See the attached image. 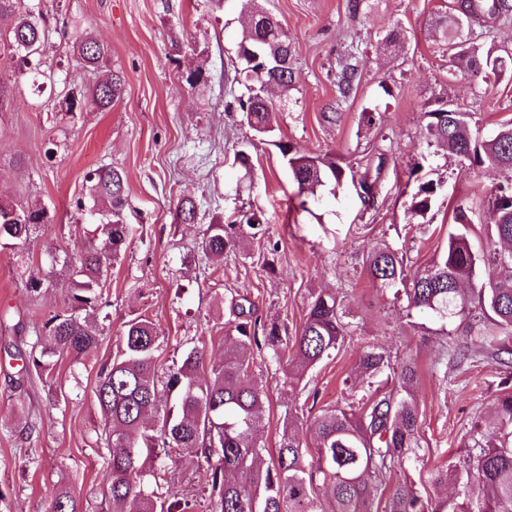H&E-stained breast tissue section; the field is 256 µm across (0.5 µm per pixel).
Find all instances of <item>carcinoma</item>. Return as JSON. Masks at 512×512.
Listing matches in <instances>:
<instances>
[{
	"mask_svg": "<svg viewBox=\"0 0 512 512\" xmlns=\"http://www.w3.org/2000/svg\"><path fill=\"white\" fill-rule=\"evenodd\" d=\"M21 0H0V16L16 15L5 40L15 71L36 81L45 76L37 49L52 35L42 10L20 8ZM253 22L244 29L237 45L243 64L246 93L237 98V111L257 134L273 131L276 109L266 85L284 94L292 89V43L280 22L259 4L243 0ZM509 0H466L451 15L435 20L445 45L463 42L469 19L506 17ZM85 66L98 70L110 48L86 33L75 37ZM494 50L462 48L457 67L484 78L512 68V54L500 61ZM357 75L355 65L345 63L338 89L350 94ZM123 79L108 73L93 89H68L61 107L73 116L92 107L112 108L121 95ZM426 137L448 155L471 166L488 165L512 172V119L502 122L494 136L478 141L472 136L468 113L458 107H441L425 113ZM286 160L297 196L317 198V191L342 185L346 172L336 158L300 155L287 141L275 143ZM413 165L408 179L417 183L407 207V223L431 209L436 185L419 177ZM89 204L76 203L79 211L95 214L100 240L91 242L70 264L81 279L80 293L69 309L51 316L29 352L28 366L45 371L53 359L75 358L98 344L88 318L98 312L99 281L104 270L127 245L131 233L126 224V184L114 168H97L88 177ZM488 235L485 246L472 247L464 210L455 213L458 228L448 233L447 247L424 270H407L402 252L389 247L368 255L367 270L382 288L402 286L410 309L427 310L446 321L459 316L468 321L465 332L448 349V362L460 366L473 359L499 360L512 353V185L491 195L487 205ZM43 211L20 205L0 204V244L24 245L36 224H46ZM239 224H212L201 242V251L221 259L234 246ZM237 336L224 349V361L200 378L206 342L185 351L180 364L166 376L156 374L160 333L145 318L124 324L112 362L102 369L95 401L104 418L105 436L112 442V470L108 493L112 512H174L175 503L160 500L144 481L153 463L152 454L185 451L212 463L213 512H448V500L425 501L415 485L396 480L397 468L411 456L418 457L421 422L414 390L418 365L412 355L395 362L385 349L362 346L359 365L362 384L370 389L367 399L319 410L305 431L286 425L275 446L266 450L259 434L268 396L252 380L254 351H266L285 361L288 386L296 388L306 374L325 357L343 346L352 335L345 310L336 297H311L301 327L295 335L282 333L271 322L259 324L252 313L239 307ZM512 375L504 378L488 422L486 441L478 453H468L466 505L461 512H512ZM423 481L446 486L461 481L447 467L425 471ZM45 512H83L80 501L65 490L57 491Z\"/></svg>",
	"mask_w": 512,
	"mask_h": 512,
	"instance_id": "1",
	"label": "carcinoma"
}]
</instances>
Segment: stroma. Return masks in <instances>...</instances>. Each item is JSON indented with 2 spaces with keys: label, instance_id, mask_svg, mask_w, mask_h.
I'll return each instance as SVG.
<instances>
[{
  "label": "stroma",
  "instance_id": "35a3bbf8",
  "mask_svg": "<svg viewBox=\"0 0 512 512\" xmlns=\"http://www.w3.org/2000/svg\"><path fill=\"white\" fill-rule=\"evenodd\" d=\"M41 5L49 21L79 26L107 43V68L124 79L110 110L70 117L54 99L71 84L93 88L103 72L85 68L71 36L52 35L43 58L53 78L33 85L12 71L0 43V82L10 102L0 107V203L46 209L50 223L34 226L24 246L0 245V512H43L59 489L80 499L86 512H112L105 498L112 449L95 406L98 374L117 351L126 321L152 320L164 338L158 369L208 340V363L224 358L235 334L228 305L250 308L263 322L296 332L310 296L331 294L356 329L344 345L292 390L285 371L267 353H255L252 371L266 389L263 440L274 446L285 420L309 415L308 392L318 406L361 397L360 347L373 343L392 358L414 355L415 389L422 424L419 460L403 462L399 479L421 495L457 502L455 487L423 482V467L463 471L465 442L494 412L504 367L480 360L447 369L446 351L461 335L459 319L441 323L408 309L404 295L377 287L365 259L385 246L402 252L410 271L427 267L454 230L453 212L464 208L470 239L485 238L484 205L506 177L447 157L425 137L426 111L442 104L470 114V127L492 136L512 118V71L484 79L450 73L448 55L431 24L455 0H261L284 26L295 48V83L278 107L275 130L258 136L228 104L245 91L235 72L237 42L247 22L241 0H25ZM399 28L405 42L386 50L382 38ZM355 54L358 81L350 97L338 91L340 60ZM203 71L200 83L191 73ZM375 114L362 120L364 109ZM302 154H334L345 168L368 174L374 199L344 183L311 211L296 209L297 188L276 141ZM248 164H240L238 151ZM386 162H379V155ZM421 164L423 180L436 183L430 211L408 223L412 193L408 172ZM112 167L127 178L124 215L129 244L99 291L97 348L58 359L50 376L26 368L21 358L44 322L63 311L76 280L61 256H75L98 237L96 225L73 223L75 202L87 194L89 170ZM192 199L196 218L176 217L180 199ZM256 214L258 229H244L223 262L199 251L210 225ZM43 278L40 294L26 287ZM210 466L190 453L158 458L147 480L166 500L184 499L190 512H210Z\"/></svg>",
  "mask_w": 512,
  "mask_h": 512
}]
</instances>
